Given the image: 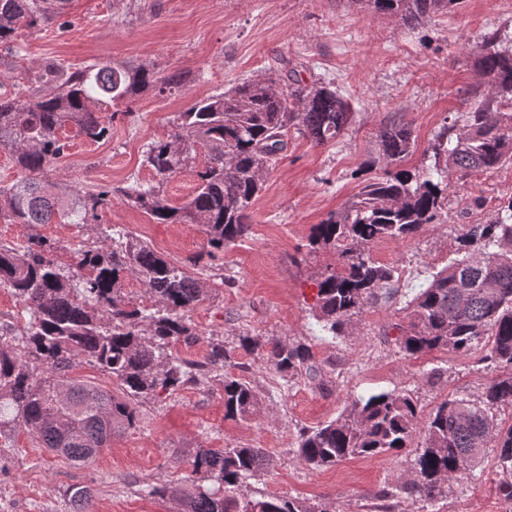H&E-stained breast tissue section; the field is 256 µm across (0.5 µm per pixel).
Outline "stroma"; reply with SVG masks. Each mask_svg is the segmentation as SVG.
I'll return each instance as SVG.
<instances>
[{
  "instance_id": "stroma-1",
  "label": "stroma",
  "mask_w": 512,
  "mask_h": 512,
  "mask_svg": "<svg viewBox=\"0 0 512 512\" xmlns=\"http://www.w3.org/2000/svg\"><path fill=\"white\" fill-rule=\"evenodd\" d=\"M512 32V0H464L461 8L414 28L373 15L351 0H66L53 18L20 29L0 44V93L33 79L48 62L76 70L94 63L152 67L182 75L178 88L149 90L116 105L109 139L95 143L67 128L65 154L49 180L77 192L158 181L142 163L147 143L167 137L178 112L248 77L278 73L289 61L303 82L335 83L354 110L336 142L318 146L289 133L288 148L267 176L252 210L251 234L224 251L207 244L195 224H159L113 198L92 224H20L0 215V247H23L45 237L56 256L102 246L106 229L119 227L181 266L206 295L190 320L196 334L172 347L202 363L222 340L238 376L256 391L260 406L247 421L224 416L223 374L142 399L135 428L113 438L90 462L55 456L23 428L0 434V512H71L68 491L87 487L90 512H181L175 496H145L146 485L181 488L201 448L248 445L262 449L269 467L244 483L240 497L276 495L319 503L328 512H419L414 498L381 502L379 490L410 478V448L350 457L312 469L300 463L302 428L335 419L359 395L411 394L421 416L454 395H480L497 375L481 364L482 349L461 355L400 353L406 324L404 294L454 258L469 225L487 223L512 196V162L490 172L453 177L443 223L407 239L375 243L376 262L399 272L397 291L354 318L336 340L321 338L313 316L316 279L338 256L309 251L313 225L342 211L363 182L379 174L377 133L392 121L412 124L418 145L408 163L430 164V146L446 120L465 111L481 84L474 48L489 32ZM288 339L310 346L302 374L270 370L259 354L237 346L238 336ZM444 367L441 378L433 368ZM434 512H512L497 488L494 451L474 476L455 482Z\"/></svg>"
}]
</instances>
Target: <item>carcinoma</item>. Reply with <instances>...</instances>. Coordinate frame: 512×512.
Returning a JSON list of instances; mask_svg holds the SVG:
<instances>
[{
    "label": "carcinoma",
    "instance_id": "carcinoma-1",
    "mask_svg": "<svg viewBox=\"0 0 512 512\" xmlns=\"http://www.w3.org/2000/svg\"><path fill=\"white\" fill-rule=\"evenodd\" d=\"M380 15L418 26L463 0H352ZM54 0H0V44L18 29L46 20ZM486 93L469 103L456 123L443 126L431 146L434 163L408 168L416 150L409 123L379 130L384 176L365 182L343 211L313 227L309 246L334 250L339 265L316 280L314 317L322 335L341 336L352 320L391 293L396 269L374 261L372 244L406 239L437 224L448 205L454 174L491 172L512 160V33L495 30L475 48ZM40 89L0 95V149L12 152L20 181L0 187V214L20 224H50L55 216L98 218L118 195L159 224H197L217 251L244 239L251 213L273 162L288 146V131L326 145L342 136L352 120L348 101L330 81L244 79L198 100L173 122L165 139L152 141L143 164L165 180L194 164L204 150L195 188L181 207L169 203L161 184L104 188L74 193L44 179L64 155L59 132L67 125L93 142L106 139L110 107L149 89L180 85L175 74L144 66L118 69L92 64L82 70L49 62L35 78ZM112 249L78 252L63 264L47 240L23 248L0 247V288L10 290L29 318L22 331H0V432L23 427L41 447L72 462L85 463L137 425V403L224 370V417L245 420L259 398L222 344L207 361L193 363L169 353L171 344L195 335L187 313L201 301L198 280L155 252L131 243L116 227L107 234ZM145 286L150 306L135 308L124 297L126 276ZM407 325L397 338L408 357L433 350L468 353L481 346V361L503 373L477 398L461 395L441 402L423 420L413 398L379 392L360 396L335 419L300 430L297 457L320 469L350 457H370L409 447L415 450L414 477L379 499L404 492L426 507L448 495L451 484L473 473L488 448L496 452L501 497L512 502V425L503 428L495 412L512 410V196L486 224L464 234L457 257L431 275L427 286L407 300ZM246 352H260L274 372L290 375L312 359L309 346L281 339L238 337ZM85 361L112 377L117 393L72 375ZM259 448L234 445L201 448L192 461L191 487L177 491L182 512H328L318 504L262 495L241 500L236 490L268 469ZM73 512H88L91 493H69Z\"/></svg>",
    "mask_w": 512,
    "mask_h": 512
}]
</instances>
